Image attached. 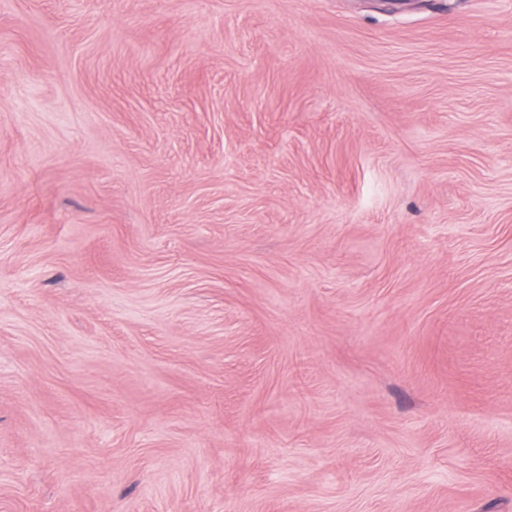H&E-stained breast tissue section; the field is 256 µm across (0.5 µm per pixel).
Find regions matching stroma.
<instances>
[{
  "instance_id": "obj_1",
  "label": "stroma",
  "mask_w": 512,
  "mask_h": 512,
  "mask_svg": "<svg viewBox=\"0 0 512 512\" xmlns=\"http://www.w3.org/2000/svg\"><path fill=\"white\" fill-rule=\"evenodd\" d=\"M0 512H512V0H0Z\"/></svg>"
}]
</instances>
